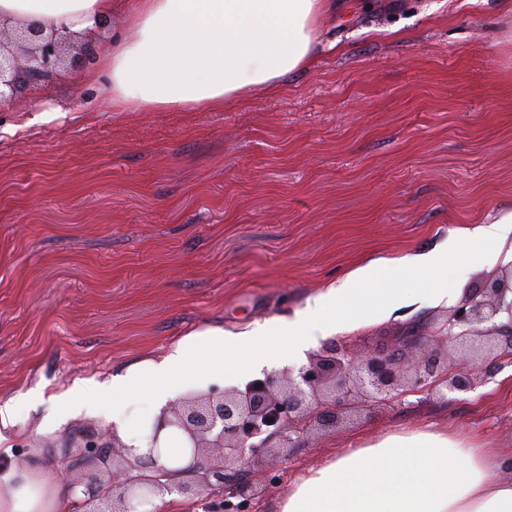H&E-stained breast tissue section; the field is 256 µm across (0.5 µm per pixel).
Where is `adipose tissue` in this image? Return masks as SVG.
Wrapping results in <instances>:
<instances>
[{
    "label": "adipose tissue",
    "mask_w": 512,
    "mask_h": 512,
    "mask_svg": "<svg viewBox=\"0 0 512 512\" xmlns=\"http://www.w3.org/2000/svg\"><path fill=\"white\" fill-rule=\"evenodd\" d=\"M112 0H0V21L81 33L105 22ZM336 16L335 0H135L132 25L97 61L113 107L181 111L232 102L256 85L307 69L318 32ZM512 237V216L482 225L479 265L494 266ZM448 250L357 268L309 298L293 318L231 332L213 326L180 340L161 360L144 359L104 383L79 380L62 395L66 415L86 412L114 423L119 437L145 446L143 425L126 418L127 397L144 389L150 415L187 390L204 391L232 362L243 378L272 359L304 357L319 339L350 331L421 301L405 276L439 275ZM512 459L461 434L413 430L347 449L297 478L280 512H512V480L496 472ZM75 494L41 464L19 469L0 448V512H71Z\"/></svg>",
    "instance_id": "obj_1"
}]
</instances>
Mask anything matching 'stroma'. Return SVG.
I'll list each match as a JSON object with an SVG mask.
<instances>
[{"instance_id":"1","label":"stroma","mask_w":512,"mask_h":512,"mask_svg":"<svg viewBox=\"0 0 512 512\" xmlns=\"http://www.w3.org/2000/svg\"><path fill=\"white\" fill-rule=\"evenodd\" d=\"M304 72L230 107L113 109L61 68L0 112V440L20 467L57 397L161 359L190 333L291 317L352 270L444 245L448 301L343 333L375 348L445 319L488 268L466 246L512 214V16L491 0H344ZM419 427L512 452V366L451 402L423 396L292 448L252 512L296 475Z\"/></svg>"}]
</instances>
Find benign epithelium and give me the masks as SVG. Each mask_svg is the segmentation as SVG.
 Returning a JSON list of instances; mask_svg holds the SVG:
<instances>
[{"mask_svg":"<svg viewBox=\"0 0 512 512\" xmlns=\"http://www.w3.org/2000/svg\"><path fill=\"white\" fill-rule=\"evenodd\" d=\"M76 41L62 29H11L0 38V100L19 105L26 88L52 80L64 63L89 64L96 43L86 39L67 55ZM506 364L512 365V268L487 280L445 321L412 327L385 347L352 351L331 342L296 371L171 401L155 418L143 453L112 427H84L67 438L54 474L81 492L79 512H160L155 500L173 493L217 496L219 512H246L265 493L246 477L251 467L275 465L288 449L344 419L409 396L454 401ZM167 428L195 460L178 483L160 462L159 437Z\"/></svg>","mask_w":512,"mask_h":512,"instance_id":"1","label":"benign epithelium"}]
</instances>
